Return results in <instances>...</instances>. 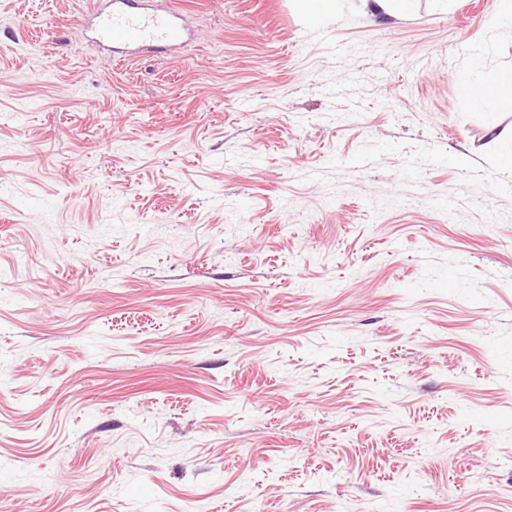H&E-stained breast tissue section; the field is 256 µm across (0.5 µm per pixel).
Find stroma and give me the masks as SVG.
I'll use <instances>...</instances> for the list:
<instances>
[{
    "label": "stroma",
    "instance_id": "1",
    "mask_svg": "<svg viewBox=\"0 0 512 512\" xmlns=\"http://www.w3.org/2000/svg\"><path fill=\"white\" fill-rule=\"evenodd\" d=\"M0 0V512H512L499 0ZM140 0H106L102 8L84 16L79 26L95 53L122 46L126 55L142 52L173 55L194 37L186 13L170 0L160 4H139ZM150 6V8L145 7ZM302 13L312 25H319L337 10L340 0H297ZM458 83L475 107L491 109L499 99L511 97L512 69L500 71L488 85L479 83L471 71L460 74Z\"/></svg>",
    "mask_w": 512,
    "mask_h": 512
}]
</instances>
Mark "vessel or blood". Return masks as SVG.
Returning a JSON list of instances; mask_svg holds the SVG:
<instances>
[{
	"label": "vessel or blood",
	"instance_id": "obj_1",
	"mask_svg": "<svg viewBox=\"0 0 512 512\" xmlns=\"http://www.w3.org/2000/svg\"><path fill=\"white\" fill-rule=\"evenodd\" d=\"M79 25L97 53L118 45L130 56L142 52L172 55L194 36L186 14L171 0H158L151 6L140 0H105L102 8L82 18Z\"/></svg>",
	"mask_w": 512,
	"mask_h": 512
}]
</instances>
